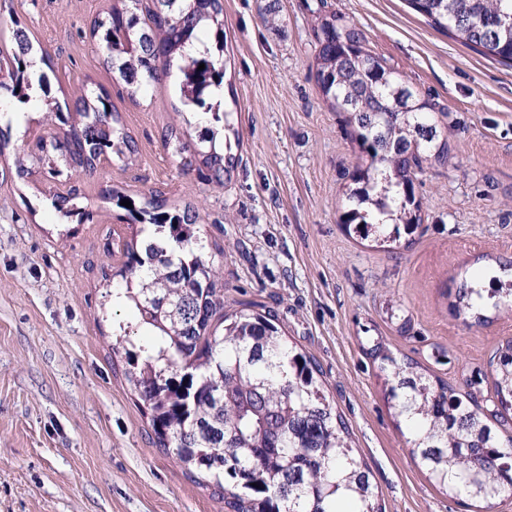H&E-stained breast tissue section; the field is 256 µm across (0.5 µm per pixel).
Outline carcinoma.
I'll use <instances>...</instances> for the list:
<instances>
[{
	"label": "carcinoma",
	"instance_id": "obj_1",
	"mask_svg": "<svg viewBox=\"0 0 512 512\" xmlns=\"http://www.w3.org/2000/svg\"><path fill=\"white\" fill-rule=\"evenodd\" d=\"M153 2L142 20L135 5L116 0L91 23V36L132 97L162 81L159 58H182V81L191 87L200 129L191 134L172 126L164 146L184 170L203 167L222 185L233 158L205 143L226 129L224 113L206 94L211 86L224 88V0ZM406 2L436 29L512 66V26L502 24L512 17V0ZM323 7L312 24L315 80L325 101L345 113L367 157L349 174L341 223L364 237L395 242L422 223L415 180L423 164L446 161L448 134L432 115L434 105L372 54L361 30ZM204 21L217 25L213 51L193 49V42H202L196 29ZM31 49L26 31L16 27L11 66L0 79V114L31 108L68 127L66 163L88 175L103 156L123 160L137 152L107 92L86 89L73 108H62L48 75L33 69ZM80 199L73 189L52 205L66 218L90 216ZM107 199L128 211L131 222L149 227L140 248L127 245L122 295L153 336L125 355L128 377L151 411L156 445L173 449L190 474L213 483L232 512H385L345 421L323 394L316 364L287 344L268 317L224 311L217 270L192 248L196 213L169 208L157 194L130 209L121 205L127 195L112 189ZM491 280L490 288L460 286L453 313L472 312L475 301L495 310L512 307V281ZM370 355L381 360L397 415L412 420L408 443L429 478L450 495L488 507L512 491V437L502 439L491 423L507 419L499 405L512 400V339L493 356L497 404L491 409L479 400L477 381L461 394L418 363L389 356L380 342Z\"/></svg>",
	"mask_w": 512,
	"mask_h": 512
}]
</instances>
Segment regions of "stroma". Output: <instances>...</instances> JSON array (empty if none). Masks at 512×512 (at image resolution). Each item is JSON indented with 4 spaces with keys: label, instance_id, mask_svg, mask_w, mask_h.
<instances>
[{
    "label": "stroma",
    "instance_id": "35a3bbf8",
    "mask_svg": "<svg viewBox=\"0 0 512 512\" xmlns=\"http://www.w3.org/2000/svg\"><path fill=\"white\" fill-rule=\"evenodd\" d=\"M317 2L224 0V110L237 137L219 186L207 170L183 171L162 144L170 124L193 128L178 88L132 97L104 65L90 23L113 0H0V48L14 27L25 29L58 102L105 89L138 143L127 165L113 159L91 175L67 168L55 178L40 169L21 180L15 158L37 139L63 137L29 111L0 152V512H228L218 491L156 446L127 377L125 352L146 338H116L119 322L137 320L116 293L124 245L141 232L102 199L105 188L194 207L195 238L219 273L225 309L268 315L313 358L385 512H512V493L487 511L429 478L369 353L382 343L457 387L481 378L493 398L489 361L512 337V308L478 323L450 304L463 281L512 262V67L435 29L406 0H327L435 103L451 143L444 164L417 176V231L396 242L366 238L340 222L348 175L365 156L311 69ZM72 187L92 212L80 224L62 223L51 205ZM405 318L412 329L403 336Z\"/></svg>",
    "mask_w": 512,
    "mask_h": 512
}]
</instances>
